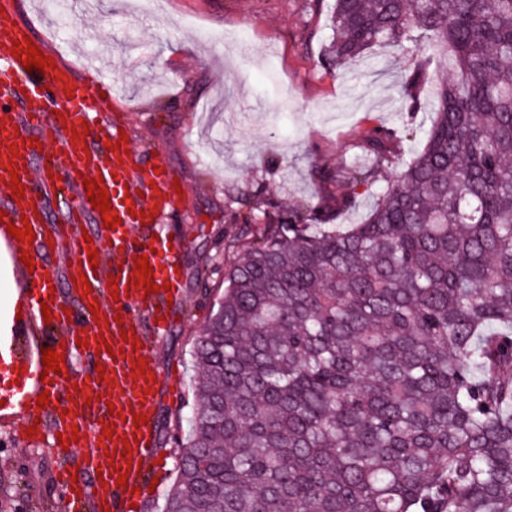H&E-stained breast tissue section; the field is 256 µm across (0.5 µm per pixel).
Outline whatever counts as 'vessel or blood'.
Masks as SVG:
<instances>
[{
  "instance_id": "1",
  "label": "vessel or blood",
  "mask_w": 512,
  "mask_h": 512,
  "mask_svg": "<svg viewBox=\"0 0 512 512\" xmlns=\"http://www.w3.org/2000/svg\"><path fill=\"white\" fill-rule=\"evenodd\" d=\"M28 34L12 9L0 11V187L6 191L0 233L22 270L15 315L0 320V419L23 417L35 439L50 429L60 433L55 483L69 512H135L149 494V467L157 457L160 366L146 339L168 331L167 299L182 287L184 245L163 235L160 222L183 195L167 166L134 151L119 127L96 123L112 90L98 67L86 64L83 79L59 65L28 72L11 53L14 41ZM14 173L25 187L20 197ZM97 179L112 204L105 215L84 188ZM50 200L68 225L71 261L60 282L41 260L54 244L38 218ZM108 216L119 218V225L107 228ZM89 221L94 229L88 234ZM27 224L35 240L8 235V226ZM143 255L158 287L150 295L131 282ZM26 262L32 270H23ZM46 348L62 350L58 371L45 372ZM84 350L97 353L100 368L72 376L68 358ZM42 394L48 397L43 407L36 403ZM137 415L142 424H134ZM131 436L137 443L129 448L124 440ZM75 455L76 468L70 464ZM121 464L129 472L124 480L116 471Z\"/></svg>"
}]
</instances>
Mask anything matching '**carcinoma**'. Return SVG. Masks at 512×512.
I'll return each instance as SVG.
<instances>
[{"label": "carcinoma", "mask_w": 512, "mask_h": 512, "mask_svg": "<svg viewBox=\"0 0 512 512\" xmlns=\"http://www.w3.org/2000/svg\"><path fill=\"white\" fill-rule=\"evenodd\" d=\"M330 29V70L408 58L424 148L389 176L368 129L224 274L162 512H512V0H334Z\"/></svg>", "instance_id": "carcinoma-1"}]
</instances>
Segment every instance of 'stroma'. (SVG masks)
Here are the masks:
<instances>
[{
    "label": "stroma",
    "mask_w": 512,
    "mask_h": 512,
    "mask_svg": "<svg viewBox=\"0 0 512 512\" xmlns=\"http://www.w3.org/2000/svg\"><path fill=\"white\" fill-rule=\"evenodd\" d=\"M16 16L59 63L83 75L79 47L99 41L98 63L113 85L102 120L121 123L134 147L156 155L184 196L161 228L183 241L184 288L170 330L151 349L164 379L157 406L156 489L140 512H162L177 482L180 421L201 380L191 351L211 313L201 270L237 252L241 198L282 210L314 205L328 193L317 166L341 169L361 153L364 133L399 131L400 157L420 149L426 124L401 108L397 87L407 62L378 47L342 72L322 54L332 31V0H85L70 13L45 0H13ZM50 437L28 440L18 420L0 421V512H65Z\"/></svg>",
    "instance_id": "35a3bbf8"
}]
</instances>
